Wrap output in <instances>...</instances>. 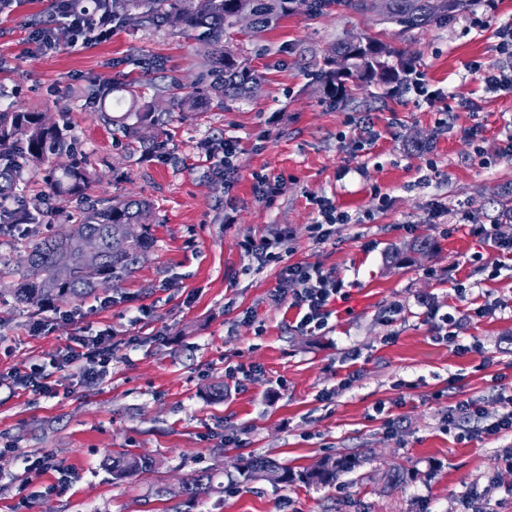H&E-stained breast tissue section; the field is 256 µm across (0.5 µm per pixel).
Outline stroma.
Segmentation results:
<instances>
[{
    "mask_svg": "<svg viewBox=\"0 0 512 512\" xmlns=\"http://www.w3.org/2000/svg\"><path fill=\"white\" fill-rule=\"evenodd\" d=\"M52 8L18 0L0 14V109L67 124L97 177L93 195L150 202L153 244L117 286L63 302L67 319L17 302L14 268L0 267V374L37 365L57 392L0 389V512H512L501 463L512 433L471 437L447 421L467 398L512 411V261L472 233L485 224L512 238V93L467 69L504 63L496 30L512 20V0L479 16L466 0L450 22L413 31L336 7L255 38L232 29L224 44L261 74L260 89L221 111L172 112L148 158L99 120V86H194L207 45L168 26L123 25L108 41L45 52L32 25ZM360 34L411 53L436 100L375 85L330 102L315 75L337 41ZM227 138L240 143L228 191L208 156ZM261 174L285 185L274 202L253 189ZM318 197L352 218L323 242L312 229ZM283 226L292 238L280 259L257 267L243 243ZM424 236L431 248L393 261V248ZM297 262L342 288L314 332L273 297L282 267ZM141 305L152 312L139 321ZM438 312L458 319L455 344L438 340ZM105 329V377L89 383L58 364L76 338ZM126 450L153 466L113 479L110 459ZM353 453L361 466L327 486L241 472L253 456L297 471ZM42 455L55 469L27 472ZM394 464L407 477L392 487L382 474ZM204 470L223 492L180 494Z\"/></svg>",
    "mask_w": 512,
    "mask_h": 512,
    "instance_id": "1",
    "label": "stroma"
}]
</instances>
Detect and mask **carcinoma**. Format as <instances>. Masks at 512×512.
<instances>
[{
	"mask_svg": "<svg viewBox=\"0 0 512 512\" xmlns=\"http://www.w3.org/2000/svg\"><path fill=\"white\" fill-rule=\"evenodd\" d=\"M294 0H96L95 9L112 18V23L138 28L169 25L187 38L210 46L198 84L187 91L173 82L160 90L167 98L169 110L190 112L204 104L224 108L229 102L253 94L261 85L260 75L224 48V34L236 26L235 18L242 10L253 15L251 32L258 34L276 27L293 13ZM464 0H309L308 13L315 16L336 3L347 11L378 12L387 23L404 30L427 27L453 16ZM363 49L344 40L336 50L353 59V67L344 76L323 67L318 78L326 93L338 101L346 99L349 90L342 78L357 80L354 87L388 85L413 69V58L388 44L365 38ZM116 105L129 101V109L119 116L103 110L99 118L115 128L127 140L134 153L146 154L159 146L162 115L154 98L135 80L112 86ZM22 154L24 165L33 169L45 167V195L32 200L10 214V224H41L48 216L44 197H57L70 204L65 221L69 228L59 234L33 236L24 245L23 255L15 269L17 282L14 295L23 304L40 309L56 300H82L101 287L114 286L130 275L142 256L152 246L148 226L152 223L150 204L133 196L99 199L86 204L88 192L95 182L85 164L72 161L58 164L56 159L74 156L72 137L67 126L45 122L43 113L21 109L0 111V201L11 198L22 174L15 163ZM140 228L131 237L127 228ZM98 241L94 253L85 250V242ZM64 251L71 267L68 277L56 272V256ZM362 463L360 457L341 455L327 457L317 472H293L276 466L262 457H252L244 464L249 479H267L284 486L295 482L307 485H330L341 473H350ZM147 467L146 458L131 453L112 457V475L117 479L132 476ZM216 474L201 471L184 483L183 493L194 501L211 497L222 489L215 484Z\"/></svg>",
	"mask_w": 512,
	"mask_h": 512,
	"instance_id": "cac0c4a2",
	"label": "carcinoma"
}]
</instances>
